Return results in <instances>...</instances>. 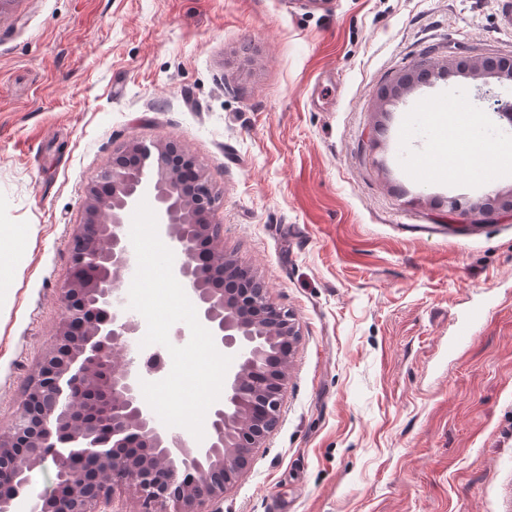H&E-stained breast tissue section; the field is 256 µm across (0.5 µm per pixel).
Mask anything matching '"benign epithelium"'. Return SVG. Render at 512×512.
<instances>
[{
  "mask_svg": "<svg viewBox=\"0 0 512 512\" xmlns=\"http://www.w3.org/2000/svg\"><path fill=\"white\" fill-rule=\"evenodd\" d=\"M448 65L512 82L511 57ZM147 192L157 203L158 233L178 256L174 276L216 348L234 357L204 445L155 426L141 397L146 375L131 355L140 324L115 288L135 260L125 220ZM219 203L197 159L173 141L150 148L132 139L86 184L55 343L0 430V512H98L118 486L133 490L141 512H204L249 469L279 424L300 330L244 263L224 253L223 225L212 222ZM447 204L450 214L512 212V188L467 208L452 197ZM50 456L56 487L41 491L32 473Z\"/></svg>",
  "mask_w": 512,
  "mask_h": 512,
  "instance_id": "benign-epithelium-1",
  "label": "benign epithelium"
}]
</instances>
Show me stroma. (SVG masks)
Listing matches in <instances>:
<instances>
[{
  "mask_svg": "<svg viewBox=\"0 0 512 512\" xmlns=\"http://www.w3.org/2000/svg\"><path fill=\"white\" fill-rule=\"evenodd\" d=\"M512 56V0H16L0 18V429L54 344L85 184L175 141L226 253L300 328L277 429L209 512H512V188L418 163L451 102L512 144V82L384 99L422 56ZM422 98L438 113L405 116ZM26 230L11 237V227ZM488 318L465 341L471 308ZM448 204V212L449 214H454L456 212H469L476 215V213L480 215H492L496 212H512V188L507 192H502L494 197H486L481 201L474 203L467 207V209H463L462 203L452 197H448V201H445Z\"/></svg>",
  "mask_w": 512,
  "mask_h": 512,
  "instance_id": "1",
  "label": "stroma"
}]
</instances>
